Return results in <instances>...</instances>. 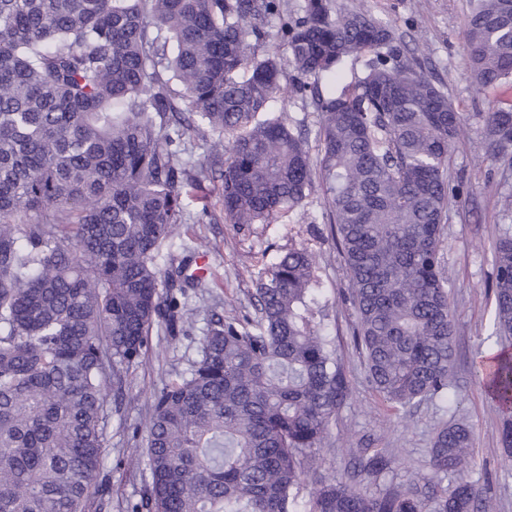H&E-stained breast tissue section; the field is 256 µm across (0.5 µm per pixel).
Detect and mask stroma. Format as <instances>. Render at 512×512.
Wrapping results in <instances>:
<instances>
[{
    "mask_svg": "<svg viewBox=\"0 0 512 512\" xmlns=\"http://www.w3.org/2000/svg\"><path fill=\"white\" fill-rule=\"evenodd\" d=\"M338 2L345 8L369 10L392 26L396 46L419 57L424 72L469 118L453 155L452 172L461 177L463 186L448 210L443 253L456 311L453 396L429 397L405 410L383 402L367 383L363 361L349 335L353 320V309L345 299L349 277L330 232L322 188H315L293 216L275 224L241 226L225 223L219 185L206 181L186 197V220L163 251L181 260L187 275L199 259H206L210 285L202 291L186 289L183 300L194 312L192 323L177 336L168 335L163 325L154 326L145 356L129 369L120 410L106 425L100 490L88 512H126L127 503L144 497L146 480L139 461L146 447L153 394L199 360L197 340L209 314H254L258 271L279 254L300 247L316 256L324 283L323 322L336 338L351 388L315 455L317 471L326 477L344 474L361 449L382 448L390 465L367 484V492L376 494L412 482L429 471L436 428L463 418L473 425L476 436L475 466L468 480L488 489L497 512H512V462L499 441L501 412L475 375L479 358L498 347L491 335L493 245L500 225L512 224V214L503 210V196L512 190V181H502V161L480 151L478 116L501 101L512 102V84L486 91L473 86L463 39L469 0ZM268 113L300 127L311 154L319 153V114L313 98L303 99L287 90L271 102Z\"/></svg>",
    "mask_w": 512,
    "mask_h": 512,
    "instance_id": "obj_1",
    "label": "stroma"
}]
</instances>
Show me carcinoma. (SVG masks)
Here are the masks:
<instances>
[{"label": "carcinoma", "instance_id": "obj_1", "mask_svg": "<svg viewBox=\"0 0 512 512\" xmlns=\"http://www.w3.org/2000/svg\"><path fill=\"white\" fill-rule=\"evenodd\" d=\"M463 36L476 88L512 83V0H470ZM289 67L321 114L315 158L286 119L259 118ZM480 118L482 152L512 167V106ZM466 121L389 24L337 0L297 14L284 0H0V512H85L108 391L123 396L155 322L172 332L192 319L172 293L182 268L159 258L184 223V187L214 178L221 156L226 224H272L321 181L370 387L401 408L446 394L455 310L442 250ZM186 135L211 165L180 156ZM492 290L501 349L477 374L512 454L511 224ZM255 296L253 318L211 314L200 360L154 396L149 495L128 512H495L459 478L474 465L465 422L435 432L421 486L368 494L362 483L390 464L381 450L352 476L319 475L350 387L313 253L265 265Z\"/></svg>", "mask_w": 512, "mask_h": 512}]
</instances>
